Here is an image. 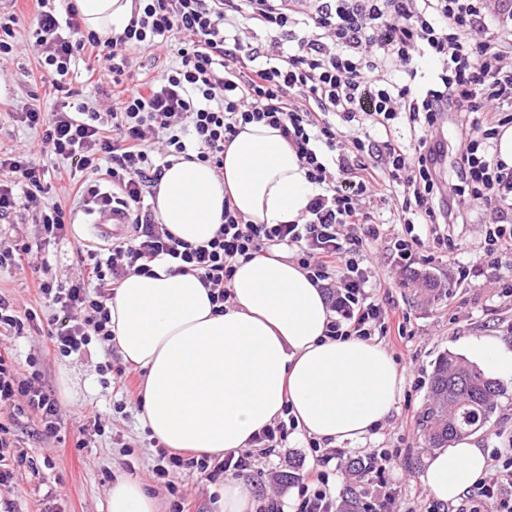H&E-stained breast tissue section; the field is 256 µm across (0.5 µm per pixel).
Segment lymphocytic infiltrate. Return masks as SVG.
<instances>
[{
  "label": "lymphocytic infiltrate",
  "instance_id": "f902f5d3",
  "mask_svg": "<svg viewBox=\"0 0 512 512\" xmlns=\"http://www.w3.org/2000/svg\"><path fill=\"white\" fill-rule=\"evenodd\" d=\"M26 44L12 41L15 14L0 21V57L38 54L41 77L54 90L52 113L28 108L17 118L38 133L35 150L0 156V219L19 197L48 194V171L36 157L61 160L76 193L100 215L134 227L108 252L77 251L78 274L62 283L33 281L54 313L46 336L68 357L91 345L111 348L107 306L129 274H151L158 258L177 272L195 273L213 304L227 303L236 265L274 246L293 251L297 264L329 298L332 338L386 335L383 306L370 294L374 274L361 258L365 240L380 237L369 201L393 204L400 223H458L465 209L494 202L484 239L489 267L512 254V168L496 156L502 127L512 124V0H134L119 34L102 38L82 28L73 0H36ZM270 33V43L255 35ZM174 58L161 74L126 86L131 58L146 50ZM94 55L98 76L110 77L111 106L76 97L71 66ZM428 81L417 85V64ZM448 112L458 116L455 166L459 183L443 203L432 131ZM280 129L316 192L300 223L251 224L225 202L215 235L186 243L155 219L146 199L172 159L224 170V145L239 125ZM414 138L402 144L396 129ZM366 226L364 236L351 234ZM39 418L43 433L60 431V406L40 383L39 370L21 378L9 351L0 350V405ZM296 429L278 418L253 439L254 447L224 457L181 456L158 448L153 474L173 496L172 512H190L175 483L183 470L241 477L257 454L275 452ZM308 446L314 458L298 488L294 512H339L329 476L341 472L344 449ZM486 481L465 494L467 512H512V448L492 454Z\"/></svg>",
  "mask_w": 512,
  "mask_h": 512
}]
</instances>
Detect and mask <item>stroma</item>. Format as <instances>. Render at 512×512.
<instances>
[{"label":"stroma","mask_w":512,"mask_h":512,"mask_svg":"<svg viewBox=\"0 0 512 512\" xmlns=\"http://www.w3.org/2000/svg\"><path fill=\"white\" fill-rule=\"evenodd\" d=\"M0 151L8 153L28 148L36 139L34 131L16 122L14 112L22 106L36 105L53 109L55 101L47 84L42 83L33 54L0 59ZM43 203H62L75 210V222L66 239L44 253H33L32 262L47 259L51 275L59 281L75 276L77 250L94 242V215L78 210L69 181L55 183ZM481 211L469 209L464 223L451 225L449 232L456 247L453 254L438 249L430 263L416 268L400 265L393 244L404 236L401 224L389 225L386 236L369 245L364 254L365 265L371 266L377 279L374 297L401 320L403 329L381 337V345L389 352L404 375L402 391L394 409L379 430L364 442L345 445L348 461H365L375 453L387 457L385 477L406 512H427L434 497L422 476L429 454L415 417L421 416L435 361L452 353L466 358L472 340L492 336L512 341V294L481 275L458 280L455 268L465 263L483 266V233ZM430 274L438 283L435 291L411 281L412 271ZM0 296L13 302L17 309L36 314L46 320L51 310L34 289L28 288L12 268H0ZM46 337L37 335L32 325L22 334L0 335V347L11 348L16 366L28 373L29 360H36L41 383L58 398L62 421L59 437L41 433L38 419L32 415H16L11 409H0V421L9 423L11 438L31 458L32 467L18 469L0 497L14 502L17 512H45L47 492H55L62 512H107L108 491L115 474L141 480L157 497L159 512H171L172 498L158 483L152 468L155 459L153 441L139 421L136 395L124 396L106 384L100 366L120 364L118 351L99 349L90 353L61 357L49 353ZM71 379L70 396H62L61 374ZM504 389L496 412L477 434L479 447L493 449L512 439V381L502 380ZM123 412H116L117 404ZM85 437L86 447H76L77 437ZM313 458L304 436L291 434L286 448L267 458H258L247 480L255 491L268 486L273 471L294 470L304 475Z\"/></svg>","instance_id":"obj_1"}]
</instances>
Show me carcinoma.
<instances>
[{
    "label": "carcinoma",
    "mask_w": 512,
    "mask_h": 512,
    "mask_svg": "<svg viewBox=\"0 0 512 512\" xmlns=\"http://www.w3.org/2000/svg\"><path fill=\"white\" fill-rule=\"evenodd\" d=\"M500 383L463 357L448 354L435 364L421 417L424 442L448 448L481 430L498 408Z\"/></svg>",
    "instance_id": "cac0c4a2"
}]
</instances>
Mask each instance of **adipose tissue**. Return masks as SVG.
<instances>
[{
    "instance_id": "ef3b65f1",
    "label": "adipose tissue",
    "mask_w": 512,
    "mask_h": 512,
    "mask_svg": "<svg viewBox=\"0 0 512 512\" xmlns=\"http://www.w3.org/2000/svg\"><path fill=\"white\" fill-rule=\"evenodd\" d=\"M83 25L102 36L123 31L133 0H77ZM314 187L279 129L243 125L224 146V172L181 160L156 188L159 223L191 244L209 241L225 198L253 224H291ZM169 258L153 276L128 275L112 298V330L125 362L144 370L139 420L173 450L223 456L251 449L252 439L291 408L300 434L331 446L363 441L390 416L403 373L379 343L327 336L326 295L287 252L272 250L240 265L233 297L216 312L194 274H176ZM474 357L512 379V345L472 341ZM423 480L433 496L457 502L484 477L489 459L473 439L432 449ZM108 512H157L139 480L117 476Z\"/></svg>"
}]
</instances>
